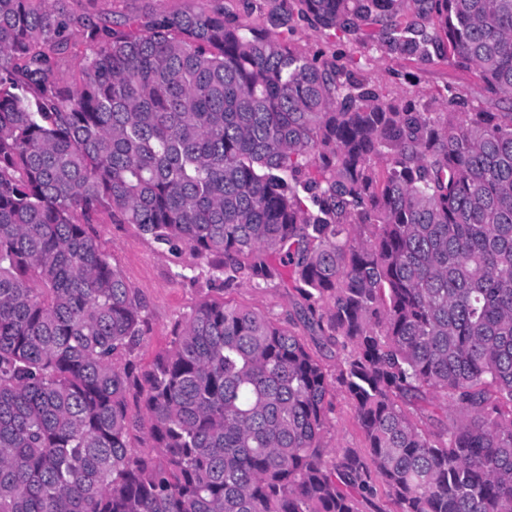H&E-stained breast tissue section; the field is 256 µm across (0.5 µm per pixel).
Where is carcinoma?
I'll use <instances>...</instances> for the list:
<instances>
[{"instance_id":"1","label":"carcinoma","mask_w":512,"mask_h":512,"mask_svg":"<svg viewBox=\"0 0 512 512\" xmlns=\"http://www.w3.org/2000/svg\"><path fill=\"white\" fill-rule=\"evenodd\" d=\"M251 9L0 0V512H358L379 486L393 512H512V0ZM306 26L490 97H391L296 52ZM104 213L227 291L286 278L366 450L327 448L324 367L247 306L202 300L141 368ZM201 0H98L95 10L102 21H115L128 15L159 16L183 9H197Z\"/></svg>"}]
</instances>
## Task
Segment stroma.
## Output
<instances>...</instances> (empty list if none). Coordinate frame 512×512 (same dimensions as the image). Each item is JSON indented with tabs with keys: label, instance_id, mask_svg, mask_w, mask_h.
<instances>
[{
	"label": "stroma",
	"instance_id": "35a3bbf8",
	"mask_svg": "<svg viewBox=\"0 0 512 512\" xmlns=\"http://www.w3.org/2000/svg\"><path fill=\"white\" fill-rule=\"evenodd\" d=\"M201 5L202 0H97L95 10L101 20L114 21L128 15L159 16ZM369 73L389 95L406 92L424 103L431 102L436 90L447 84L457 87L469 99L485 95L476 76L438 58L416 63L381 60L374 63ZM95 232L112 264L147 305L144 336L135 350L141 366H148L167 346L174 326L184 321L201 299L223 295L302 336L324 365L328 376H335L343 352L321 345L315 331L303 321L300 297L281 280L259 287L243 284L228 291L224 288L223 278L210 275L206 263L188 249L169 250L144 234L137 225L115 224L105 217L96 224ZM332 404L325 434L327 446L364 451L366 442L345 393L334 391Z\"/></svg>",
	"mask_w": 512,
	"mask_h": 512
}]
</instances>
